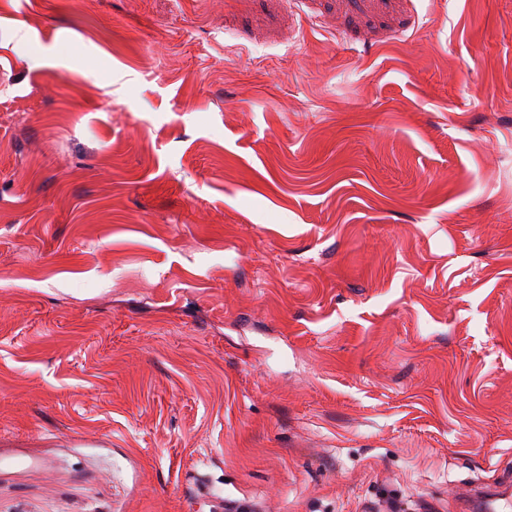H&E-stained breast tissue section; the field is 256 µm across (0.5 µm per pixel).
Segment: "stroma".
I'll return each instance as SVG.
<instances>
[{"mask_svg": "<svg viewBox=\"0 0 512 512\" xmlns=\"http://www.w3.org/2000/svg\"><path fill=\"white\" fill-rule=\"evenodd\" d=\"M502 478L512 0H0V512Z\"/></svg>", "mask_w": 512, "mask_h": 512, "instance_id": "stroma-1", "label": "stroma"}]
</instances>
